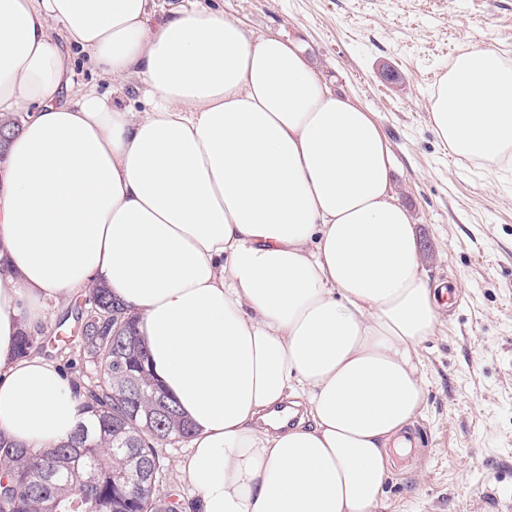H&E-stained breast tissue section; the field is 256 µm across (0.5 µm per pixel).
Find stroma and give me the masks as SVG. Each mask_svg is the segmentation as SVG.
Masks as SVG:
<instances>
[{"mask_svg":"<svg viewBox=\"0 0 512 512\" xmlns=\"http://www.w3.org/2000/svg\"><path fill=\"white\" fill-rule=\"evenodd\" d=\"M199 1L298 43L318 77L374 112L421 265L456 289L424 345L420 445L389 472L381 512H512V163L449 155L428 112L462 51L512 62V0H155L156 11ZM69 314L50 311L35 351L87 379Z\"/></svg>","mask_w":512,"mask_h":512,"instance_id":"stroma-1","label":"stroma"}]
</instances>
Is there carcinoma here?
I'll return each instance as SVG.
<instances>
[{
	"label": "carcinoma",
	"mask_w": 512,
	"mask_h": 512,
	"mask_svg": "<svg viewBox=\"0 0 512 512\" xmlns=\"http://www.w3.org/2000/svg\"><path fill=\"white\" fill-rule=\"evenodd\" d=\"M87 296L97 311L76 320L98 375L82 407L89 429L39 453L0 438V512H179L175 494H155L165 476L158 448L189 440L192 425L154 383L131 311L104 288Z\"/></svg>",
	"instance_id": "carcinoma-1"
}]
</instances>
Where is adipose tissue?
I'll use <instances>...</instances> for the list:
<instances>
[{
	"instance_id": "1",
	"label": "adipose tissue",
	"mask_w": 512,
	"mask_h": 512,
	"mask_svg": "<svg viewBox=\"0 0 512 512\" xmlns=\"http://www.w3.org/2000/svg\"><path fill=\"white\" fill-rule=\"evenodd\" d=\"M143 111L68 98L66 47ZM0 437L68 440L85 390L17 355L92 286L138 319L149 369L193 423L198 512H379L426 407L437 293L373 112L292 42L154 0H0ZM430 121L451 153L512 150V63L457 56Z\"/></svg>"
}]
</instances>
